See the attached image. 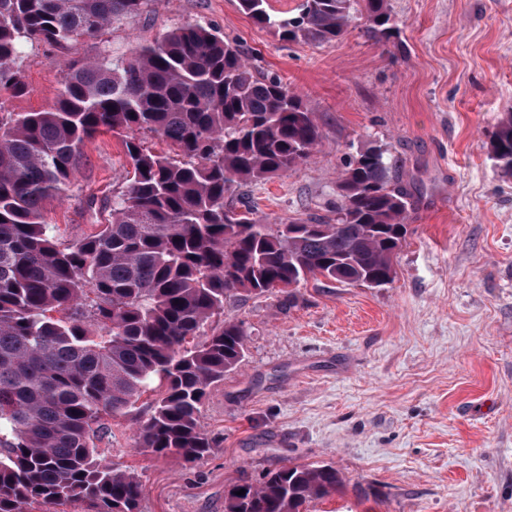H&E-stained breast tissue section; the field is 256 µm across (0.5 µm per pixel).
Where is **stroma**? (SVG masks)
I'll use <instances>...</instances> for the list:
<instances>
[{
	"label": "stroma",
	"instance_id": "stroma-1",
	"mask_svg": "<svg viewBox=\"0 0 512 512\" xmlns=\"http://www.w3.org/2000/svg\"><path fill=\"white\" fill-rule=\"evenodd\" d=\"M388 6L398 44L372 38L361 18L315 44L279 41L238 0H154L102 36L32 41L15 61L27 92L8 111L46 110L69 66L211 26L299 95L323 133L307 161L246 185L258 220L325 214L345 159L367 146L387 149L421 188L391 284L311 282L293 306L279 295L225 305L248 337L202 408L214 442L204 459L139 448L145 402L107 418L98 451L140 477L141 512H224L233 485L295 464L343 479L316 512H512V177L490 152L512 105V0ZM130 169L122 135L85 141L66 195L45 203L62 243L108 222Z\"/></svg>",
	"mask_w": 512,
	"mask_h": 512
}]
</instances>
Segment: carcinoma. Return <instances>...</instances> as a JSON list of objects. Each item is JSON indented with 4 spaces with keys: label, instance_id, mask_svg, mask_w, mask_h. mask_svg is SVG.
<instances>
[{
    "label": "carcinoma",
    "instance_id": "1",
    "mask_svg": "<svg viewBox=\"0 0 512 512\" xmlns=\"http://www.w3.org/2000/svg\"><path fill=\"white\" fill-rule=\"evenodd\" d=\"M362 2L368 32L397 38L388 0H302L276 17L268 0H238L286 42L336 41ZM150 0H0V93L26 85L24 41L67 43L142 15ZM148 131L170 151L135 136ZM125 134L132 177L112 220L64 245L43 203L64 193L81 145ZM322 142L315 113L276 76L248 65L213 27L189 24L113 63L70 67L55 103L7 112L0 100V512L68 499L94 512H141L144 485L98 454L104 417L147 395L139 445L185 463L213 448L199 421L211 386L245 356L244 323L212 318L242 294L310 280L381 287L407 232L414 193L396 161L367 147L344 162L331 215L262 224L236 197L288 172ZM512 176V107L492 143ZM341 487L330 465H294L233 486L225 512H307ZM243 489L245 494L236 491Z\"/></svg>",
    "mask_w": 512,
    "mask_h": 512
}]
</instances>
